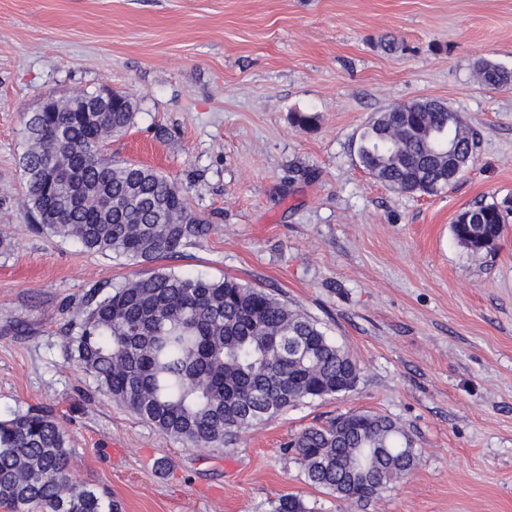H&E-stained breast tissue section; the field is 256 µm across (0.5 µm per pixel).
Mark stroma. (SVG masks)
Masks as SVG:
<instances>
[{
	"instance_id": "35a3bbf8",
	"label": "stroma",
	"mask_w": 512,
	"mask_h": 512,
	"mask_svg": "<svg viewBox=\"0 0 512 512\" xmlns=\"http://www.w3.org/2000/svg\"><path fill=\"white\" fill-rule=\"evenodd\" d=\"M512 0H0V416L52 412L77 479L121 512H512V213L497 247L453 237L475 202H512ZM109 89L137 103L107 141L176 182L211 226L136 263L34 233L24 116ZM444 101L479 138L437 195L358 164L373 114ZM314 115L311 128L292 122ZM162 269L274 290L357 359L346 394L303 403L216 448H192L100 396L64 352L91 289ZM349 410L414 439L412 473L368 501L311 487L283 446ZM478 74L482 83L488 88L497 89L512 83V71L489 61H482L479 64Z\"/></svg>"
}]
</instances>
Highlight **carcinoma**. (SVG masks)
<instances>
[{"mask_svg":"<svg viewBox=\"0 0 512 512\" xmlns=\"http://www.w3.org/2000/svg\"><path fill=\"white\" fill-rule=\"evenodd\" d=\"M488 88L512 84V71L483 61ZM30 112L21 167L31 228L74 239L93 253L137 263L171 258L209 234L183 190L168 176L103 156L107 140L133 124L131 98L112 111ZM477 133L443 102L413 100L376 114L357 156L380 183L437 195L463 175ZM77 180L50 184V167ZM505 229L495 202L463 210L455 240L473 254L493 249ZM70 357L108 399L190 447L270 421L306 400L353 390L357 360L311 316L275 294L232 277L210 279L156 271L97 289L72 314ZM308 483L343 500H369L409 475L415 442L392 418L349 410L311 426L288 444ZM0 502L16 512H119L106 493L74 475L71 450L55 419L39 410L0 418ZM272 512H308L300 498L280 497Z\"/></svg>","mask_w":512,"mask_h":512,"instance_id":"carcinoma-1","label":"carcinoma"}]
</instances>
